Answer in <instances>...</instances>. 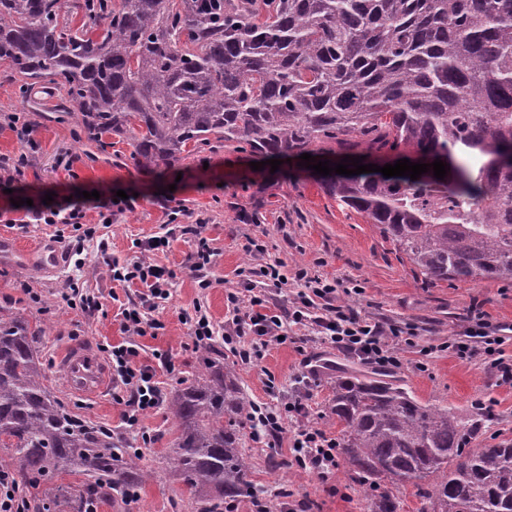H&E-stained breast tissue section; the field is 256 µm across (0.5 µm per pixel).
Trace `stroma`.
Returning a JSON list of instances; mask_svg holds the SVG:
<instances>
[{"label": "stroma", "instance_id": "stroma-1", "mask_svg": "<svg viewBox=\"0 0 512 512\" xmlns=\"http://www.w3.org/2000/svg\"><path fill=\"white\" fill-rule=\"evenodd\" d=\"M21 112L32 128L29 142H22L4 115ZM27 153L30 165L12 185L0 190V308L22 311L47 328L41 357L48 366L47 384L73 414L96 425L124 434L121 409L111 392L95 398L70 393L61 365L73 350H98L100 345L123 339L118 306L112 301L113 283L107 259H133V240L169 233L163 192L175 185V196L186 210L181 221L204 218L200 235L207 238L214 256L205 274L212 286L201 289L189 268L196 236L170 233V245L159 261L175 273L171 296L155 311L163 325L156 336L139 340L140 359L154 364L156 353L168 354L176 370L161 374L166 391L191 376L205 360L227 358L222 339L210 350L194 348L182 310L201 304L216 326L228 318L226 295L237 288L238 268L262 260L280 262L291 281L272 292L273 303L287 307L298 287L292 278L302 269L312 276L337 280V304L358 316L414 331L411 344H399L400 367L385 377L409 391L420 403L452 408L477 425L468 445L481 448L512 440V385L499 383L483 355L463 361L446 351L447 343L462 338L476 319L495 327H512V281L479 278L470 282H427L415 271L395 244L385 239L364 215L345 209L319 187L313 170L283 163L276 171L252 170L247 152L218 149L201 152L169 167L141 168L130 158L132 146L122 137L107 136L102 143L88 141L75 106L55 87L24 93L9 73L0 68V157ZM102 188L136 194L132 209L99 224L96 211L85 221L98 224V236L81 245V262H74L67 244H59V262L41 258L50 242L52 227L24 223L17 201L41 203L45 194L60 201L82 191ZM261 241L262 256L246 250L249 239ZM33 288L40 303L27 301L21 286ZM360 293H353V286ZM77 286L100 302L95 314L71 309L63 298L66 288ZM286 343L269 348L255 365L237 364L240 384L254 403L284 401L302 375L304 356L317 355L324 366L309 386V421L332 436L341 427L328 410L337 375L371 374V367L343 354L324 340L310 336L307 327L288 324ZM154 436L143 451L141 464L152 479L139 491L135 503L102 500L97 512H193L183 485L166 467V457L178 434L172 416L157 409L143 421ZM243 454L252 466V480L261 488L271 512H282L277 493L286 490L293 500L308 503V512H368L361 485L338 467L321 479L292 466L290 439L281 447L264 448L246 441Z\"/></svg>", "mask_w": 512, "mask_h": 512}]
</instances>
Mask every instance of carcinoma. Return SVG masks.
Listing matches in <instances>:
<instances>
[{
	"label": "carcinoma",
	"instance_id": "cac0c4a2",
	"mask_svg": "<svg viewBox=\"0 0 512 512\" xmlns=\"http://www.w3.org/2000/svg\"><path fill=\"white\" fill-rule=\"evenodd\" d=\"M0 0V63L30 92L66 91L87 137L132 142L139 167L214 145L261 159L426 154L430 174L331 175L320 188L363 213L428 281L512 280V0ZM46 327L0 311V462L44 489L36 512H87L151 474L129 442L68 411L47 386ZM252 403L235 368L207 363L166 402L168 461L196 512L251 494L241 453ZM340 453L371 491L433 479L431 512H512V443L464 448L476 426L358 374L336 376ZM92 482L57 484L62 474Z\"/></svg>",
	"mask_w": 512,
	"mask_h": 512
}]
</instances>
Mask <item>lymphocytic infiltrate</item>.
<instances>
[{"instance_id":"f902f5d3","label":"lymphocytic infiltrate","mask_w":512,"mask_h":512,"mask_svg":"<svg viewBox=\"0 0 512 512\" xmlns=\"http://www.w3.org/2000/svg\"><path fill=\"white\" fill-rule=\"evenodd\" d=\"M127 199H114L111 192H101L99 198L84 201L33 206L27 209L30 223L56 225L54 242L65 239L63 225L88 238L96 237L99 224H108L113 214L130 208ZM97 210L99 224L85 223L87 210ZM169 241L153 236L138 242L140 257L126 262L109 263V274L114 282L127 287L139 286L136 299L127 300L121 310V328L125 334L122 342L104 346L103 351L112 364V402L122 409V423L126 430L135 432L140 443L147 445L152 437L142 424L147 413L159 408L165 398V388L157 377L158 369L174 373L171 360H161L151 366L140 360L139 337L156 333L161 321L151 313L166 302L170 295L173 272L156 262L159 252L165 251ZM239 286L226 295L231 313L223 330H216L201 305L182 310L180 320L187 325L195 348L209 347L215 337H222L224 347L241 363L249 365L260 361L269 347L279 344L286 333L287 321L310 326L315 335L321 336L335 349L359 360L386 370L400 366L401 359L394 343L404 332L396 326L385 327L380 323L359 317L336 303L337 281L308 276L297 271L294 278L301 284L291 309L272 310L268 289L282 288L288 280L278 264L259 263L239 270ZM504 337L484 321H476L464 340L450 343L449 351L459 359L468 360L476 353H484L486 363L499 381L512 384V360H505L502 353ZM306 387H299L294 399L281 406L265 404L254 406L251 413L252 434L257 443L269 448L278 447L284 434H291L293 462L301 470L325 479L339 465L338 443L335 438L308 420L307 406L303 401Z\"/></svg>"}]
</instances>
